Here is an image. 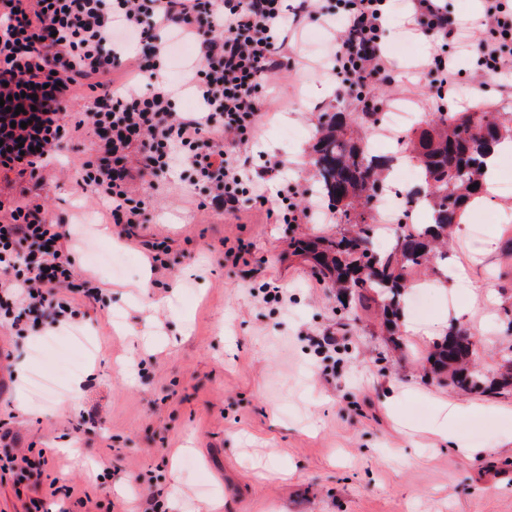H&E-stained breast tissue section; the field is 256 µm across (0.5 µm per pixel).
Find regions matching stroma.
Returning <instances> with one entry per match:
<instances>
[{"label": "stroma", "mask_w": 512, "mask_h": 512, "mask_svg": "<svg viewBox=\"0 0 512 512\" xmlns=\"http://www.w3.org/2000/svg\"><path fill=\"white\" fill-rule=\"evenodd\" d=\"M403 38L408 55L392 57L396 88L372 87L369 102L408 100L410 63L433 44L403 24L387 34L392 46ZM321 79L306 68L271 80L264 92L273 112L254 146L240 149L244 158L261 151L281 161L267 183L296 189L302 203L319 113L360 112L365 104L337 95L308 107L306 89ZM285 118L297 130L291 146L279 129ZM81 158L63 149L39 182L0 172V195L28 187L53 221L78 223L80 210L96 207L74 182ZM157 185L149 223L96 233L73 257L76 274L101 288L104 309L88 308L72 328L18 335L0 327V350L17 365H29L40 339L56 337L40 364L67 385L66 363L83 352L71 332L92 344L85 364L93 374L75 396L76 412L48 402L17 406L24 374L0 393V419L14 417L18 446L48 459L39 482L72 489L46 499V512H138L153 492L172 512H512V392L458 394L427 362L451 325L475 336L485 370L512 357V255L501 248L512 223L468 215L448 265L464 271L469 287L429 286L426 321L406 313L397 346L377 303L338 297L310 261L290 254L294 236L335 234L336 217L279 224L244 201L232 212L200 205L177 173ZM156 241L168 246L161 267L150 251ZM264 286L280 289L286 306L264 303ZM325 336L333 343L319 348ZM395 390L406 394L398 418L385 409ZM440 401L469 406L458 428L491 456L470 460L428 433ZM90 410L101 417L92 430L80 425Z\"/></svg>", "instance_id": "obj_1"}]
</instances>
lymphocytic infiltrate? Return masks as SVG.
Returning a JSON list of instances; mask_svg holds the SVG:
<instances>
[{"label":"lymphocytic infiltrate","mask_w":512,"mask_h":512,"mask_svg":"<svg viewBox=\"0 0 512 512\" xmlns=\"http://www.w3.org/2000/svg\"><path fill=\"white\" fill-rule=\"evenodd\" d=\"M431 37L417 72L438 101L459 95L458 57L473 52L481 72L512 77V0H484L477 25L451 18L447 0H305L307 19L326 24L330 51L317 69L354 99L391 86L395 70L385 25L394 8ZM283 0H0V169L37 177L84 128L95 140L76 172L107 223L145 224L149 193L133 186L134 164L152 175L181 171L202 199L234 207L270 202L259 180L278 162L248 170L238 155L268 113L263 82L290 70ZM194 42L179 84L165 80L168 36ZM198 112L177 109L184 91ZM75 237L43 205L0 202V326L76 323L74 296L97 299L78 278Z\"/></svg>","instance_id":"lymphocytic-infiltrate-1"}]
</instances>
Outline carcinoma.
<instances>
[{
	"mask_svg": "<svg viewBox=\"0 0 512 512\" xmlns=\"http://www.w3.org/2000/svg\"><path fill=\"white\" fill-rule=\"evenodd\" d=\"M380 122L378 112H323L311 146L313 194L339 215L333 236L299 238L291 254L313 261L315 271L335 288L380 303L389 331L403 316L404 297L415 275L439 273L455 226L483 201L492 184L488 157L506 139L512 141V112H436L404 136L421 179L405 197L426 207L427 221L415 224L404 215L394 242L385 252L366 247L372 237L374 202L386 191L397 157L374 151L367 132ZM476 346L467 329L450 327L433 342V372L449 374V385L465 393H496L509 386L500 369L490 376L474 366Z\"/></svg>",
	"mask_w": 512,
	"mask_h": 512,
	"instance_id": "cac0c4a2",
	"label": "carcinoma"
}]
</instances>
